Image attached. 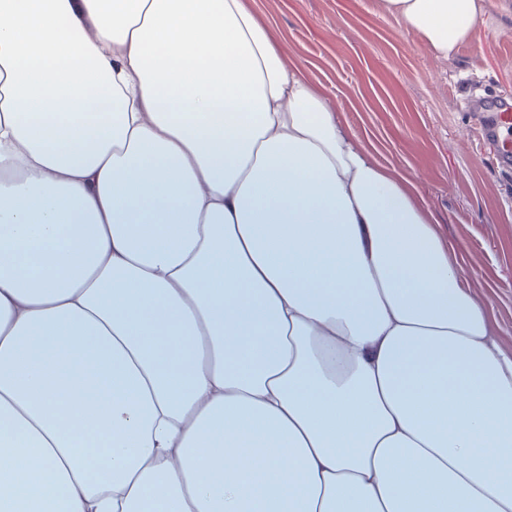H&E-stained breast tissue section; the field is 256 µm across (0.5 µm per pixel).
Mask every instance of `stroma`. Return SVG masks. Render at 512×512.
Returning a JSON list of instances; mask_svg holds the SVG:
<instances>
[{"instance_id": "obj_1", "label": "stroma", "mask_w": 512, "mask_h": 512, "mask_svg": "<svg viewBox=\"0 0 512 512\" xmlns=\"http://www.w3.org/2000/svg\"><path fill=\"white\" fill-rule=\"evenodd\" d=\"M247 2L275 30L284 63L301 67L375 160L415 187L512 353V173L459 107L463 97L512 92V0H484L474 36L447 59L380 0Z\"/></svg>"}]
</instances>
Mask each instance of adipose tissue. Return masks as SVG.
Instances as JSON below:
<instances>
[{
    "instance_id": "ef3b65f1",
    "label": "adipose tissue",
    "mask_w": 512,
    "mask_h": 512,
    "mask_svg": "<svg viewBox=\"0 0 512 512\" xmlns=\"http://www.w3.org/2000/svg\"><path fill=\"white\" fill-rule=\"evenodd\" d=\"M0 512H512V354L245 0H0Z\"/></svg>"
}]
</instances>
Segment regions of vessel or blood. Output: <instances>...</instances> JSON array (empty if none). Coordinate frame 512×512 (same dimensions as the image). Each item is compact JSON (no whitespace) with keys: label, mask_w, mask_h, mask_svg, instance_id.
Masks as SVG:
<instances>
[{"label":"vessel or blood","mask_w":512,"mask_h":512,"mask_svg":"<svg viewBox=\"0 0 512 512\" xmlns=\"http://www.w3.org/2000/svg\"><path fill=\"white\" fill-rule=\"evenodd\" d=\"M464 111L475 112L483 142L493 150L499 168L512 171V96L490 94L479 101H463Z\"/></svg>","instance_id":"vessel-or-blood-1"}]
</instances>
